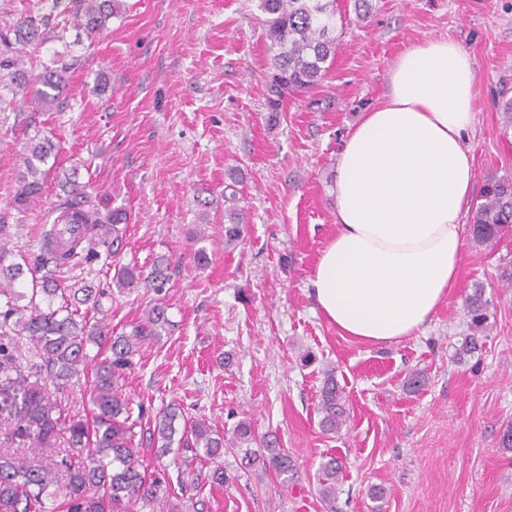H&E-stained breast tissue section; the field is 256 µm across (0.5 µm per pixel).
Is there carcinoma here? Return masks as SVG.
I'll use <instances>...</instances> for the list:
<instances>
[{"mask_svg":"<svg viewBox=\"0 0 512 512\" xmlns=\"http://www.w3.org/2000/svg\"><path fill=\"white\" fill-rule=\"evenodd\" d=\"M117 0H78L73 11L49 26V17L27 15L0 30V112L14 100L1 95L6 90L30 98L35 112H63L65 77L71 63L54 55L36 73L28 69L16 45L44 44L62 40L70 27L93 39L101 37L118 13ZM264 37L271 53V72L264 85L270 110L268 122L275 126L283 100L317 88L336 56V0H258ZM22 150L23 169L18 174L14 208L26 213L42 202L48 159L58 155L57 146L30 121ZM65 200L51 210L53 219L43 231L37 249L13 258L0 224V417L10 421L7 440L0 441V512H196L188 503H174L172 484L165 469L151 471L140 449L177 448L175 459L186 470L196 459L214 463L201 479L222 486L224 435L206 421L183 417V430L175 422L182 417L177 407L167 406L153 415L143 407L133 408L123 393L127 371L143 342L160 335L170 325L167 308L153 304L130 332L114 333L104 314L103 299L112 297L84 277L63 280V274L81 268L91 274L102 250L122 241L128 215L115 209L101 215L86 185L68 178L62 185ZM469 231L478 246H491L506 231H512V177L492 176L483 187L480 202L469 212ZM245 216L236 191L224 195V245L241 243ZM171 261L159 256L150 270L136 265L122 267L112 285L119 289L144 288L161 296L170 281ZM488 307L481 288L466 300L475 335L465 339L462 353L475 351L488 328ZM95 347L90 354L89 347ZM92 370L89 412L83 416L65 413L61 395ZM320 425L337 432L346 423L348 409L335 376L328 374L320 394ZM151 427L142 429L143 423ZM180 437H175V434ZM65 445L55 449L57 437ZM234 440L249 467L277 475L296 474L288 450L271 440L262 450L247 447L255 440L250 423L241 421ZM341 465L331 458L321 465L319 495L328 504L335 498L336 477Z\"/></svg>","mask_w":512,"mask_h":512,"instance_id":"1","label":"carcinoma"}]
</instances>
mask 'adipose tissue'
Listing matches in <instances>:
<instances>
[{
    "mask_svg": "<svg viewBox=\"0 0 512 512\" xmlns=\"http://www.w3.org/2000/svg\"><path fill=\"white\" fill-rule=\"evenodd\" d=\"M472 56L450 39L405 49L388 92L337 155L336 234L308 277L339 330L367 343L412 335L453 287L473 183Z\"/></svg>",
    "mask_w": 512,
    "mask_h": 512,
    "instance_id": "1",
    "label": "adipose tissue"
}]
</instances>
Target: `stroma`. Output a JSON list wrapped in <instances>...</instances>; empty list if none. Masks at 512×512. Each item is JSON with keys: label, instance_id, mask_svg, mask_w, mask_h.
<instances>
[{"label": "stroma", "instance_id": "35a3bbf8", "mask_svg": "<svg viewBox=\"0 0 512 512\" xmlns=\"http://www.w3.org/2000/svg\"><path fill=\"white\" fill-rule=\"evenodd\" d=\"M343 30L322 85L285 100L267 123L264 83L270 55L257 0H120L94 44L27 45V67L53 52L74 66L65 112L31 113L28 101L0 114V216L10 247L30 250L40 211L12 207L23 128L36 118L59 148L46 177L45 206L64 197L69 174L97 194L103 210L130 221L114 267L171 258L162 300L170 327L135 356L124 391L156 412L173 404L225 438L238 422L276 437L298 474L281 482L255 475L238 454L222 461L229 483L204 490V512H325L316 490L321 463L337 458L336 512H512V450L500 448L512 423V233L494 247L464 237L457 279L413 335L382 344L341 335L309 295L308 276L336 233L330 187L336 156L361 113L387 93L396 57L412 44L450 38L474 57L475 120L466 141L474 187L489 174L512 175V0H372L359 20L353 0H337ZM107 65L105 94L94 86ZM237 173L248 216L237 246L224 244V187ZM213 197L204 242L194 239L198 194ZM205 247L211 261L196 267ZM482 284L489 329L481 350L459 355L471 332L465 299ZM153 294L134 288L106 302L115 331L139 321ZM427 374L418 393L405 382ZM343 388L349 419L340 432L320 426L327 373ZM382 489L383 499L370 497Z\"/></svg>", "mask_w": 512, "mask_h": 512}]
</instances>
